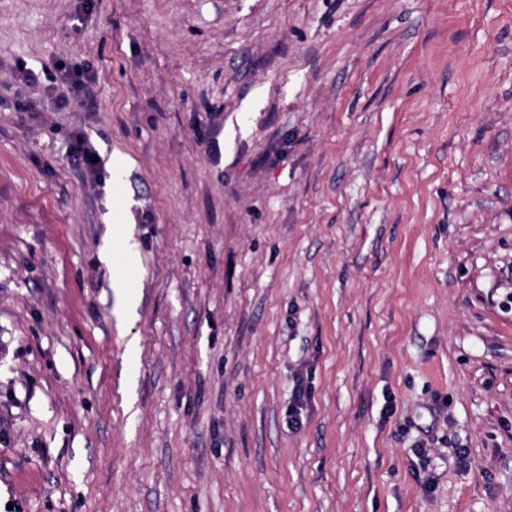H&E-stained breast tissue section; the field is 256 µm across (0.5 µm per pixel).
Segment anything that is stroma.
Listing matches in <instances>:
<instances>
[{
    "label": "stroma",
    "instance_id": "stroma-1",
    "mask_svg": "<svg viewBox=\"0 0 512 512\" xmlns=\"http://www.w3.org/2000/svg\"><path fill=\"white\" fill-rule=\"evenodd\" d=\"M0 512H512V0H0ZM51 84L44 88L46 99L58 109L81 103V98L90 94L96 73L89 64L61 66ZM95 157H98V161L92 162V159H95ZM65 158L70 166L82 170L92 180L96 179L103 163L98 151L90 143L87 135L81 131L71 133L70 144ZM292 398L288 410V427L289 429H298L302 411L306 408L309 399V394L300 379H296Z\"/></svg>",
    "mask_w": 512,
    "mask_h": 512
}]
</instances>
